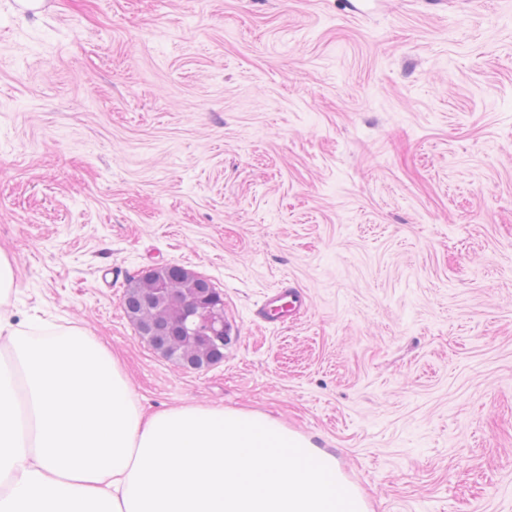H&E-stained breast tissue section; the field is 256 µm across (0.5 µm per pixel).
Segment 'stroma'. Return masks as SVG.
I'll use <instances>...</instances> for the list:
<instances>
[{
  "label": "stroma",
  "mask_w": 512,
  "mask_h": 512,
  "mask_svg": "<svg viewBox=\"0 0 512 512\" xmlns=\"http://www.w3.org/2000/svg\"><path fill=\"white\" fill-rule=\"evenodd\" d=\"M0 252L11 322L95 336L145 413H263L367 512H512V0H0ZM166 265L223 362L127 317ZM285 281L307 312L257 321ZM184 268L176 265L152 269L134 278L127 286L123 306L136 329L143 328L154 349L165 356L175 357L178 362L189 369H203L221 363L224 360V344L199 342L195 347H186L185 337L179 334L181 310L179 303L184 294H197L193 289H204L214 294L221 293L213 283L204 276L198 275L195 287L184 286L177 282L159 281L152 287L150 280L154 276L176 274ZM151 290L157 295L171 293L180 288L182 293L172 297L152 300ZM182 312L185 319H190L195 326L193 333L200 332L211 336H192L193 338L224 339V316L214 312L215 298L209 294L194 295L183 299ZM145 337V339H146Z\"/></svg>",
  "instance_id": "35a3bbf8"
}]
</instances>
